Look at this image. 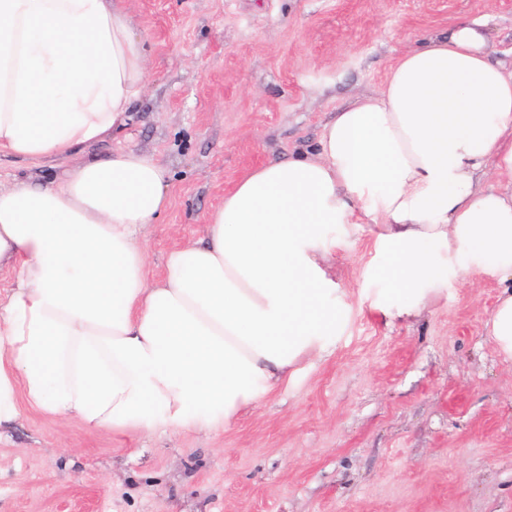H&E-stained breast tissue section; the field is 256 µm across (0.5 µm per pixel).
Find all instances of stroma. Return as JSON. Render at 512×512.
<instances>
[{
  "instance_id": "obj_1",
  "label": "stroma",
  "mask_w": 512,
  "mask_h": 512,
  "mask_svg": "<svg viewBox=\"0 0 512 512\" xmlns=\"http://www.w3.org/2000/svg\"><path fill=\"white\" fill-rule=\"evenodd\" d=\"M147 77L101 158L169 174L142 232L149 279L205 236L249 169L315 149L329 112L378 89L407 48L480 19L512 61V0H125ZM69 166L0 156V187ZM352 312L323 352L218 434L88 432L34 412L0 436V512H512V362L488 334L498 288L452 279L409 322L368 232L328 227Z\"/></svg>"
}]
</instances>
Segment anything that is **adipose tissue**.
<instances>
[{"mask_svg": "<svg viewBox=\"0 0 512 512\" xmlns=\"http://www.w3.org/2000/svg\"><path fill=\"white\" fill-rule=\"evenodd\" d=\"M147 67L123 0H0V155L36 168L111 140ZM169 204L167 171L135 151L0 189V432L28 409L89 431L222 432L344 321L328 224L371 225L390 319L452 277L496 280L489 334L512 361V68L480 22L405 50L315 151L250 169L151 281L138 231Z\"/></svg>", "mask_w": 512, "mask_h": 512, "instance_id": "ef3b65f1", "label": "adipose tissue"}]
</instances>
